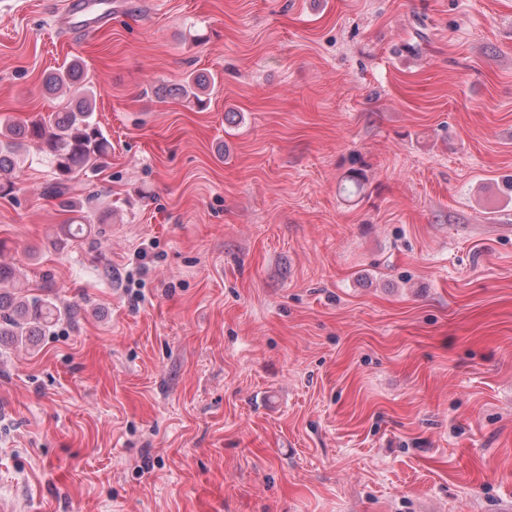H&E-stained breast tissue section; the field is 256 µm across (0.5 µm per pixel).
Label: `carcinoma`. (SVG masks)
Listing matches in <instances>:
<instances>
[{
  "label": "carcinoma",
  "instance_id": "1",
  "mask_svg": "<svg viewBox=\"0 0 512 512\" xmlns=\"http://www.w3.org/2000/svg\"><path fill=\"white\" fill-rule=\"evenodd\" d=\"M213 79L204 73H193L188 80L174 88L175 94L202 104L210 95ZM43 86L47 94L56 95L73 87L78 96L63 111L48 112L29 122L0 125V195H9L15 188L11 174L21 161V151L29 142L39 144L50 162L55 182L49 194L61 198L70 193V182L80 173L97 171L112 151L110 140L103 134L94 117L97 92L83 62L72 60L48 72ZM363 188V174L358 170L346 176L342 191L358 195ZM66 206L81 213V220L66 226L70 238H82L91 232L94 217L84 214V204L73 198L65 200ZM66 311L57 300L48 295H32L22 288L0 287V340H19L25 336H40L56 326Z\"/></svg>",
  "mask_w": 512,
  "mask_h": 512
}]
</instances>
